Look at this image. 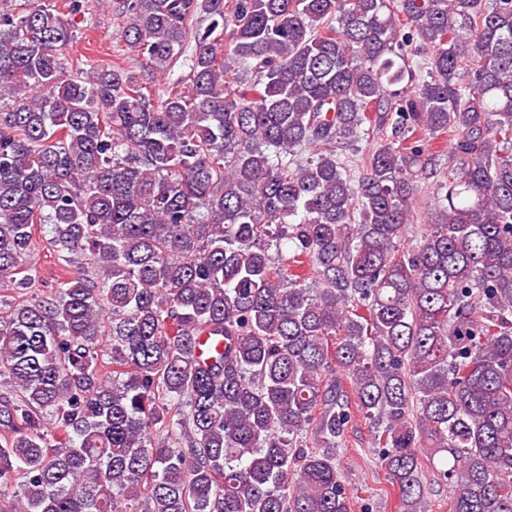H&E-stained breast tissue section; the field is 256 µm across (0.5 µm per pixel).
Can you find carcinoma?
<instances>
[{"label": "carcinoma", "instance_id": "1", "mask_svg": "<svg viewBox=\"0 0 512 512\" xmlns=\"http://www.w3.org/2000/svg\"><path fill=\"white\" fill-rule=\"evenodd\" d=\"M112 12L146 77L0 11V512H351L355 411L397 512L435 458L451 512H512V0ZM373 133L355 175L336 148ZM431 189L422 191L414 202V221L410 224L406 237L405 247L415 246L424 231V224H427V216L434 209V201ZM34 262L40 283L39 288L45 291L56 288L60 273L59 261L56 256L45 249L36 255Z\"/></svg>", "mask_w": 512, "mask_h": 512}]
</instances>
